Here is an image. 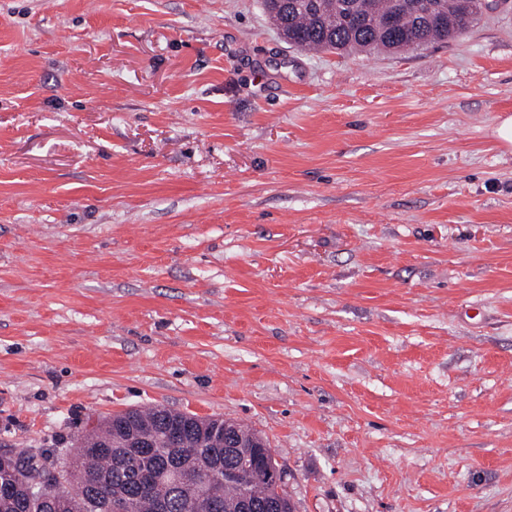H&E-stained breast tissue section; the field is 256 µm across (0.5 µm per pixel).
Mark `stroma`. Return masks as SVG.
<instances>
[{"label": "stroma", "mask_w": 512, "mask_h": 512, "mask_svg": "<svg viewBox=\"0 0 512 512\" xmlns=\"http://www.w3.org/2000/svg\"><path fill=\"white\" fill-rule=\"evenodd\" d=\"M512 7L302 51L262 0H0V449L161 406L293 512H512Z\"/></svg>", "instance_id": "obj_1"}]
</instances>
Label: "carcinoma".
Returning <instances> with one entry per match:
<instances>
[{
	"label": "carcinoma",
	"mask_w": 512,
	"mask_h": 512,
	"mask_svg": "<svg viewBox=\"0 0 512 512\" xmlns=\"http://www.w3.org/2000/svg\"><path fill=\"white\" fill-rule=\"evenodd\" d=\"M264 0L276 26L300 49L340 52L400 51L461 38L483 14L482 0ZM135 431L154 452L140 455L118 444ZM224 436L198 427V417L162 407L130 409L97 421L80 440L58 484L54 451L39 463L8 452L0 461V512H107L117 494L125 512H292L278 492L281 474L268 464L272 449L259 434L234 424ZM74 486L70 492L67 487Z\"/></svg>",
	"instance_id": "obj_1"
}]
</instances>
